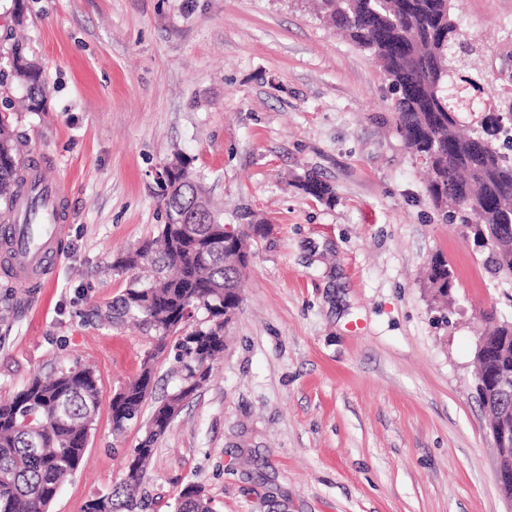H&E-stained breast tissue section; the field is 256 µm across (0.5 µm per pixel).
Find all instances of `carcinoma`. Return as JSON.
Here are the masks:
<instances>
[{
  "label": "carcinoma",
  "mask_w": 512,
  "mask_h": 512,
  "mask_svg": "<svg viewBox=\"0 0 512 512\" xmlns=\"http://www.w3.org/2000/svg\"><path fill=\"white\" fill-rule=\"evenodd\" d=\"M318 13L344 31L377 61L391 89L396 129L411 155L427 168L425 192L442 223L460 224L488 248L495 270L512 273V138L500 148L485 125L465 132L459 115L509 101L495 88L492 66L479 68L476 43L460 64L453 56L468 36L459 0H314ZM16 59L11 71L26 91V109L40 112L47 99L42 72L27 48L12 43L0 50ZM20 153L9 120L0 113V203L10 207L20 195ZM180 185L161 188L165 223L160 239L146 242L118 262L135 272L132 287L112 303L113 324L130 319L155 332L159 342L176 335L175 362L181 384L152 412L145 436L133 450L125 477L106 495L94 498L84 512H137L141 503L131 490L146 480V463L158 437L170 427L169 411L201 389L213 363L224 352L220 308L240 304L242 273L237 265L251 241L263 237V224L241 227L238 239L213 245L224 219L208 205L202 181L185 173ZM302 188L318 200H330L332 187L308 175ZM429 286L445 296L450 288L448 262L434 256L427 270ZM207 313V320L185 324L184 309ZM154 356L141 374L112 401L116 431L136 419L152 385ZM100 406L94 371L74 368L49 378L34 377L23 389L0 399V512H49L64 479L80 465L88 434ZM174 512H213L200 487L187 486Z\"/></svg>",
  "instance_id": "cac0c4a2"
}]
</instances>
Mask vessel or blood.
Here are the masks:
<instances>
[{
    "label": "vessel or blood",
    "mask_w": 512,
    "mask_h": 512,
    "mask_svg": "<svg viewBox=\"0 0 512 512\" xmlns=\"http://www.w3.org/2000/svg\"><path fill=\"white\" fill-rule=\"evenodd\" d=\"M36 205L21 201L11 224L0 231V245L10 252L11 268L27 287L38 285L47 274V257L53 244L66 233L69 212L64 180L39 179Z\"/></svg>",
    "instance_id": "b4317fda"
}]
</instances>
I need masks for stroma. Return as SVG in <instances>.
Masks as SVG:
<instances>
[{"mask_svg": "<svg viewBox=\"0 0 512 512\" xmlns=\"http://www.w3.org/2000/svg\"><path fill=\"white\" fill-rule=\"evenodd\" d=\"M491 57L512 54V0H461ZM26 39L44 111L10 121L24 161L69 186L70 219L41 288L0 274V396L93 367L100 408L49 512L111 492L156 405L175 337L114 325L116 262L165 221L156 171L181 156L228 224L267 225L207 385L157 440L144 512L202 488L214 512H507L479 336L512 321V276L440 223L396 131L382 73L309 0H0V45ZM317 175L335 196L300 181ZM447 303L424 282L434 255ZM164 351H157V344ZM156 354L139 417L111 403Z\"/></svg>", "mask_w": 512, "mask_h": 512, "instance_id": "35a3bbf8", "label": "stroma"}]
</instances>
